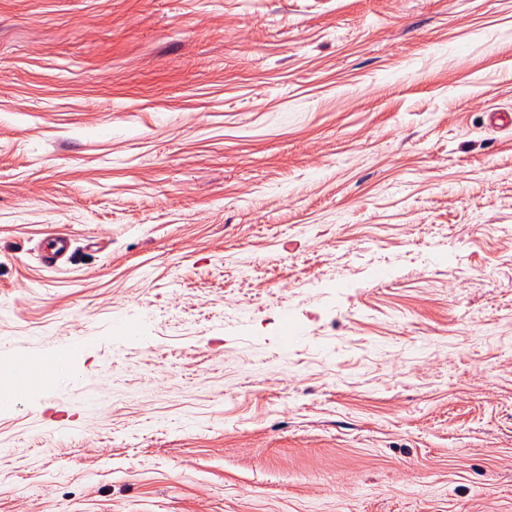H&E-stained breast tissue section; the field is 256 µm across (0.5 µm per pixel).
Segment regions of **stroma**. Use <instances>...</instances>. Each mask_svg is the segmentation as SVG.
<instances>
[{"mask_svg": "<svg viewBox=\"0 0 512 512\" xmlns=\"http://www.w3.org/2000/svg\"><path fill=\"white\" fill-rule=\"evenodd\" d=\"M501 112L512 0H0V512H512Z\"/></svg>", "mask_w": 512, "mask_h": 512, "instance_id": "1", "label": "stroma"}]
</instances>
